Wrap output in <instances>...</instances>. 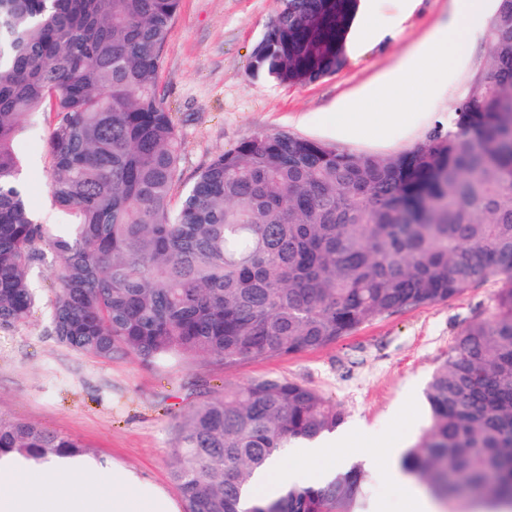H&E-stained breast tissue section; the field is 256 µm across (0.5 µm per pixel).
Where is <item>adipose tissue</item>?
Wrapping results in <instances>:
<instances>
[{"mask_svg":"<svg viewBox=\"0 0 512 512\" xmlns=\"http://www.w3.org/2000/svg\"><path fill=\"white\" fill-rule=\"evenodd\" d=\"M485 0H456L451 22L438 26L412 48L398 66L372 83L353 102L338 110L332 121L338 135L384 140L389 128L413 125L412 112H372V104L401 98L411 88L427 94L428 86L417 83L424 69L447 71L459 47L471 36V27L481 16ZM367 465L388 472L402 491L414 498L419 512H437L436 502L398 466L396 454L378 457L374 450L362 455ZM344 461L336 449L320 442L298 445L292 460H274L257 475L256 490L290 484L304 470L324 481L340 470ZM0 512H177L173 500L139 473L121 466H108L86 458L55 456L34 463L16 455L0 457Z\"/></svg>","mask_w":512,"mask_h":512,"instance_id":"ef3b65f1","label":"adipose tissue"}]
</instances>
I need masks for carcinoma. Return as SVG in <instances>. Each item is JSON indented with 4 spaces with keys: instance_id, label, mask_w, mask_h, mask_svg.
Returning a JSON list of instances; mask_svg holds the SVG:
<instances>
[{
    "instance_id": "cac0c4a2",
    "label": "carcinoma",
    "mask_w": 512,
    "mask_h": 512,
    "mask_svg": "<svg viewBox=\"0 0 512 512\" xmlns=\"http://www.w3.org/2000/svg\"><path fill=\"white\" fill-rule=\"evenodd\" d=\"M358 0H280L252 68L281 84L344 62ZM180 0H0V331L24 324L31 271L59 264L56 341L97 359L226 365L334 344L383 315L496 279L495 310L463 329L425 390L430 425L402 460L437 497L512 504V0H496L487 62L451 117L392 155L287 132L212 159L172 203L181 138L157 94ZM48 120L50 193L71 223L27 202L16 150ZM343 422L336 403L265 378L177 420L172 481L186 512H353L358 467L325 485L241 499L253 472ZM87 454L0 420V454Z\"/></svg>"
}]
</instances>
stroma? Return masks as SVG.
Listing matches in <instances>:
<instances>
[{
	"label": "stroma",
	"instance_id": "35a3bbf8",
	"mask_svg": "<svg viewBox=\"0 0 512 512\" xmlns=\"http://www.w3.org/2000/svg\"><path fill=\"white\" fill-rule=\"evenodd\" d=\"M380 21L397 19L394 35L363 40L351 30L345 62L318 82L285 85L254 76L253 50L276 17L279 0H180L162 53L157 89L182 138V185L219 154L256 135L285 131L354 153H387L421 142L432 118L451 113L472 72L486 56V22L447 76L422 98L406 104L417 122L391 131L388 141L341 139L326 121L436 26L452 17L453 0H372ZM46 124L21 137L23 187L48 224L67 223L50 194ZM39 305L28 322L0 332V419L23 421L78 440L90 454L136 470L168 493L169 448L177 416L225 388L276 376L306 384L344 413L337 434L344 456L365 449H409L429 424L424 391L447 359L458 334L490 316L498 282L465 289L448 301L377 318L340 341L283 358L227 367L215 359H179L149 365L129 355L100 360L59 344L50 334L55 298L53 260L32 275ZM356 512L378 500L390 512H416L414 503L382 472L367 474Z\"/></svg>",
	"mask_w": 512,
	"mask_h": 512
}]
</instances>
